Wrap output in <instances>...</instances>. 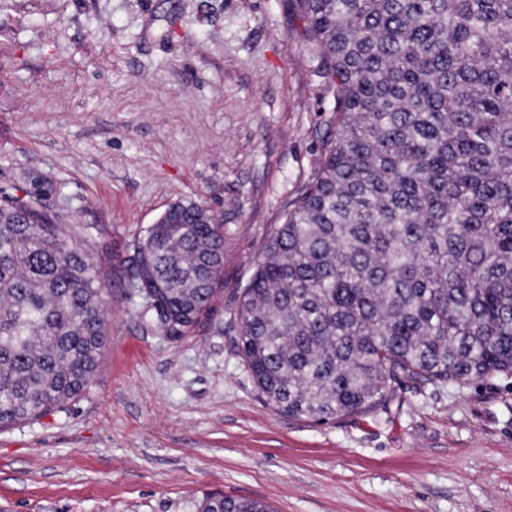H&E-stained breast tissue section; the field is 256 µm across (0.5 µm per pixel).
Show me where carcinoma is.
I'll list each match as a JSON object with an SVG mask.
<instances>
[{
    "mask_svg": "<svg viewBox=\"0 0 512 512\" xmlns=\"http://www.w3.org/2000/svg\"><path fill=\"white\" fill-rule=\"evenodd\" d=\"M336 134L272 232L238 309L267 401L315 422L418 387L512 375V0H287ZM65 225L0 200V430L80 397L108 326L101 269ZM195 201L135 242L150 323L178 339L223 281ZM201 512H271L208 496Z\"/></svg>",
    "mask_w": 512,
    "mask_h": 512,
    "instance_id": "carcinoma-1",
    "label": "carcinoma"
}]
</instances>
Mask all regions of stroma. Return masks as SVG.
Returning <instances> with one entry per match:
<instances>
[{
    "label": "stroma",
    "mask_w": 512,
    "mask_h": 512,
    "mask_svg": "<svg viewBox=\"0 0 512 512\" xmlns=\"http://www.w3.org/2000/svg\"><path fill=\"white\" fill-rule=\"evenodd\" d=\"M332 96L285 0H0V198L71 225L106 278L101 367L0 431V512H512V377L405 386L326 423L275 411L239 296L313 178ZM192 200L223 284L182 338L148 323L133 244ZM201 512H271V510L267 504L254 499L211 495L205 498Z\"/></svg>",
    "instance_id": "stroma-1"
}]
</instances>
